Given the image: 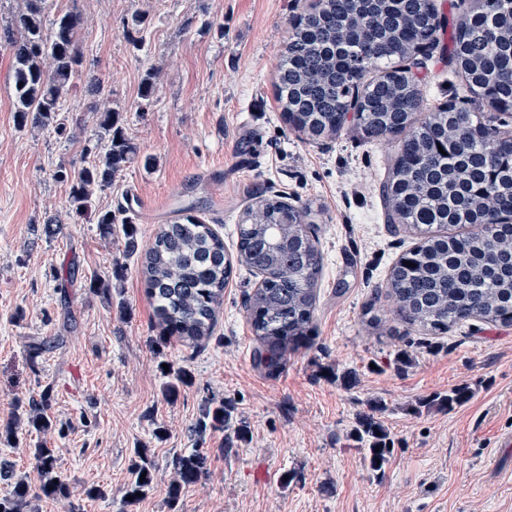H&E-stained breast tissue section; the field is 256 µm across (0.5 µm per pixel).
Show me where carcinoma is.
Masks as SVG:
<instances>
[{
    "label": "carcinoma",
    "instance_id": "obj_1",
    "mask_svg": "<svg viewBox=\"0 0 512 512\" xmlns=\"http://www.w3.org/2000/svg\"><path fill=\"white\" fill-rule=\"evenodd\" d=\"M44 2L25 0L0 26V41L8 42L12 54L14 112L21 128L53 124L82 78L91 91L100 90L97 78L82 70L81 13L69 8L49 20ZM438 29L433 0H319L288 37L276 84L288 124L311 140L338 135L347 108L358 112L364 138L401 136L382 197L389 222L417 232L421 240L397 260L374 301L390 299L397 320L434 335L473 320L512 324V132L499 130L495 116L478 103L423 112L421 85L405 62L421 42L438 46ZM451 41L450 63L469 92L512 103V8L503 0H480L458 20ZM96 112L92 160L73 176L60 170L57 177L70 183L72 213L94 215L109 234L117 217L110 210L92 212L94 189L110 185L138 148L111 101ZM311 215V207L278 196L246 206L234 256L219 232L196 216L161 225L142 274L162 335L192 342L208 335L234 266L244 265L262 275L245 303L257 342L254 358L268 371L278 370L286 353L311 340L323 267ZM468 397V388L458 387L437 405L451 409ZM52 398L48 386L28 401L32 426L48 425ZM195 429L244 435L233 425V407L222 403L205 407ZM353 438L368 469L382 470L393 448L374 414L361 416ZM32 456L41 473L36 491L10 462L0 460V483L6 484L0 512H24L33 498L69 499L55 449L41 445ZM205 464L198 449L173 457L171 507L182 487L198 481ZM151 481L152 463L143 457L131 468L127 494L144 492Z\"/></svg>",
    "mask_w": 512,
    "mask_h": 512
}]
</instances>
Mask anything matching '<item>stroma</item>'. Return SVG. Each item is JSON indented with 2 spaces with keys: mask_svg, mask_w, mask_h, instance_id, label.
<instances>
[{
  "mask_svg": "<svg viewBox=\"0 0 512 512\" xmlns=\"http://www.w3.org/2000/svg\"><path fill=\"white\" fill-rule=\"evenodd\" d=\"M313 0H45L47 15L76 5L85 19V72L54 127H19L13 112L11 55L0 51V458L31 486L40 477L31 448H53L77 512H169L175 455L202 449L200 480L184 487L178 512H512V325L470 321L428 336L393 321L389 302L373 303L396 259L414 242L389 223L381 185L398 140L363 141L353 122L335 138L310 141L281 116L275 85L291 18ZM146 18L133 45L124 24ZM154 71L157 92L140 88ZM413 72L424 107L467 100L465 82L432 50ZM122 111L139 157L101 190L99 210L125 208L128 224L102 236L93 219L69 212L57 170L87 165L94 108ZM159 204L178 192L175 211L215 225L228 252L235 226L255 198L278 195L313 209L323 257L313 342L276 372L258 366L245 312L258 276L237 267L209 337L161 342L141 274L157 223L128 209L127 193ZM54 217L59 232L46 237ZM134 227L137 253L125 249ZM111 279L119 302L91 288ZM378 316L379 327L369 319ZM46 344L38 364L30 339ZM190 383L166 400L168 370ZM356 377L345 386L344 374ZM52 386L50 425H28L19 401ZM465 386L452 409H417L419 400ZM232 404L245 435L197 434L206 405ZM394 451L370 471L351 431L373 403ZM12 438H3L6 428ZM154 463L136 500L127 484L137 452ZM294 473L282 485L284 473ZM106 489L88 499L89 486Z\"/></svg>",
  "mask_w": 512,
  "mask_h": 512,
  "instance_id": "1",
  "label": "stroma"
}]
</instances>
